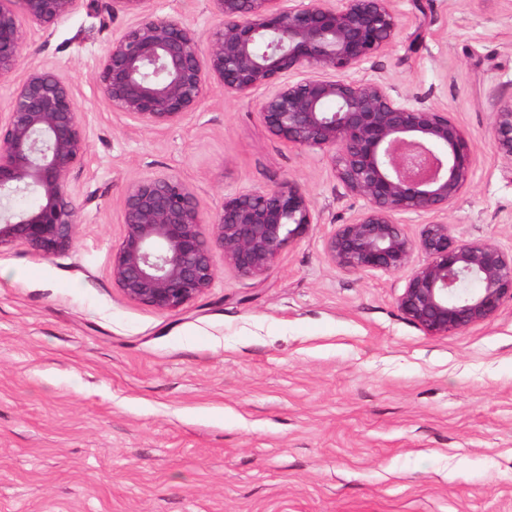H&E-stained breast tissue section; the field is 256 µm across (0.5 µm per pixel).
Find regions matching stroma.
Listing matches in <instances>:
<instances>
[{
	"instance_id": "stroma-1",
	"label": "stroma",
	"mask_w": 512,
	"mask_h": 512,
	"mask_svg": "<svg viewBox=\"0 0 512 512\" xmlns=\"http://www.w3.org/2000/svg\"><path fill=\"white\" fill-rule=\"evenodd\" d=\"M80 8L28 34L0 113L30 64L74 90L88 153L70 181L72 247L0 249V512H512V299L485 323L425 335L397 307L405 273L336 268L325 240L364 209L318 151L284 146L257 96L211 88L178 126L146 131L94 73L132 22ZM205 31L209 0H154ZM403 29L358 78L440 106L471 138L473 172L441 221L512 250V161L489 143L512 100V0H395ZM169 172L200 209L300 184L316 218L257 279L214 250L215 281L183 309L129 301L111 278L133 179Z\"/></svg>"
}]
</instances>
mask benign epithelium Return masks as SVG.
I'll return each mask as SVG.
<instances>
[{
    "label": "benign epithelium",
    "instance_id": "benign-epithelium-1",
    "mask_svg": "<svg viewBox=\"0 0 512 512\" xmlns=\"http://www.w3.org/2000/svg\"><path fill=\"white\" fill-rule=\"evenodd\" d=\"M218 23L200 32L156 13L151 0H111L135 21L112 35L94 74L113 108L145 130L181 124L211 85L224 96L266 93L262 122L290 149L320 151L346 192L365 201L354 220L326 239L341 270L409 271L397 307L428 336L490 320L512 299V252L490 239L460 242L448 225L406 234L400 217L438 213L467 185V133L448 110L415 106L382 80L353 72L390 50L402 22L394 0H210ZM82 0H0V79L23 62L27 30L45 29ZM490 144L512 161V100L491 113ZM87 140L69 81L28 67L0 117V248L21 244L42 257L68 251L79 219L71 173ZM32 189L38 204L6 207ZM314 223L305 190L286 181L224 196L203 213L191 186L167 173L131 181L123 196L124 235L112 251V282L124 296L175 312L211 288L213 248L224 263L260 278L287 243ZM421 253L424 262L412 264Z\"/></svg>",
    "mask_w": 512,
    "mask_h": 512
}]
</instances>
